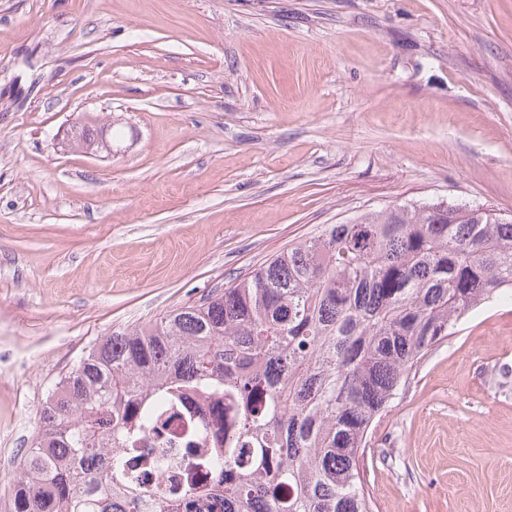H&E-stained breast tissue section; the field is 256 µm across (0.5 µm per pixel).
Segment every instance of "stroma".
Returning a JSON list of instances; mask_svg holds the SVG:
<instances>
[{
	"label": "stroma",
	"instance_id": "1",
	"mask_svg": "<svg viewBox=\"0 0 512 512\" xmlns=\"http://www.w3.org/2000/svg\"><path fill=\"white\" fill-rule=\"evenodd\" d=\"M110 123L103 158L62 150ZM512 217V0H0V512L60 377L323 225ZM373 512H512V300L376 418Z\"/></svg>",
	"mask_w": 512,
	"mask_h": 512
}]
</instances>
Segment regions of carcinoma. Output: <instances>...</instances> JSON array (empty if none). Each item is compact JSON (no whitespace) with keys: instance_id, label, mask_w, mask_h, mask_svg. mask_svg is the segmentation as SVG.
<instances>
[{"instance_id":"obj_1","label":"carcinoma","mask_w":512,"mask_h":512,"mask_svg":"<svg viewBox=\"0 0 512 512\" xmlns=\"http://www.w3.org/2000/svg\"><path fill=\"white\" fill-rule=\"evenodd\" d=\"M512 292V219L438 202L365 212L200 303L115 331L55 385L10 512H177L115 454L177 406L230 411L197 464L224 512H373L374 419L471 310Z\"/></svg>"}]
</instances>
